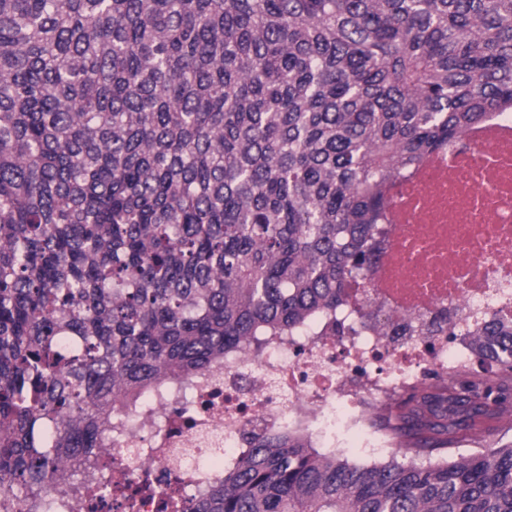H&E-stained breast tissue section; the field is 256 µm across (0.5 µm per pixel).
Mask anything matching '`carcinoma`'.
I'll list each match as a JSON object with an SVG mask.
<instances>
[{
	"label": "carcinoma",
	"mask_w": 512,
	"mask_h": 512,
	"mask_svg": "<svg viewBox=\"0 0 512 512\" xmlns=\"http://www.w3.org/2000/svg\"><path fill=\"white\" fill-rule=\"evenodd\" d=\"M512 110V0H0V495L45 500L166 383L336 310L385 189ZM512 371V322L471 337ZM406 461L254 440L189 512H512L499 415L441 383ZM452 440L457 441L458 448H448V456L461 453H471L489 448V442L483 426L466 427L457 430L451 435Z\"/></svg>",
	"instance_id": "obj_1"
}]
</instances>
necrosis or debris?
Wrapping results in <instances>:
<instances>
[{
    "label": "necrosis or debris",
    "instance_id": "obj_1",
    "mask_svg": "<svg viewBox=\"0 0 512 512\" xmlns=\"http://www.w3.org/2000/svg\"><path fill=\"white\" fill-rule=\"evenodd\" d=\"M387 198L372 274L335 313L144 398L99 449L97 468L50 500L92 512L121 481L133 512H160L171 474L204 493L252 439L281 431L374 456L391 445L376 405L438 379L489 374L469 339L491 321L512 322V113H487Z\"/></svg>",
    "mask_w": 512,
    "mask_h": 512
}]
</instances>
